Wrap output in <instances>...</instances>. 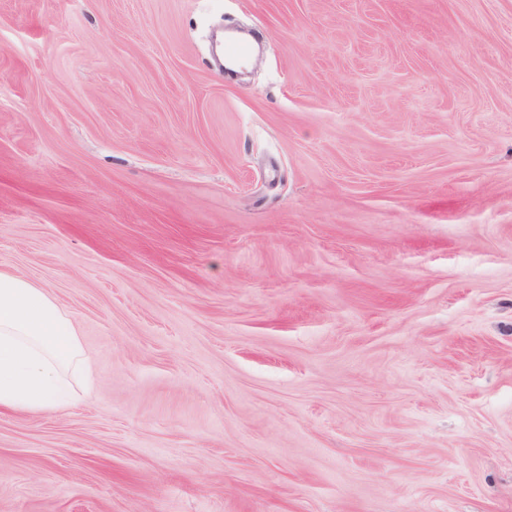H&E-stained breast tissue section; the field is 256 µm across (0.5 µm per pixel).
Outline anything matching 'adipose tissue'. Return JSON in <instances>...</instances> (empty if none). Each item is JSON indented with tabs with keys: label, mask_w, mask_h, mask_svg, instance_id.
Segmentation results:
<instances>
[{
	"label": "adipose tissue",
	"mask_w": 512,
	"mask_h": 512,
	"mask_svg": "<svg viewBox=\"0 0 512 512\" xmlns=\"http://www.w3.org/2000/svg\"><path fill=\"white\" fill-rule=\"evenodd\" d=\"M79 358L74 323L45 288L0 269V409L69 407Z\"/></svg>",
	"instance_id": "ef3b65f1"
}]
</instances>
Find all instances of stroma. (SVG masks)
<instances>
[{
    "label": "stroma",
    "instance_id": "obj_1",
    "mask_svg": "<svg viewBox=\"0 0 512 512\" xmlns=\"http://www.w3.org/2000/svg\"><path fill=\"white\" fill-rule=\"evenodd\" d=\"M0 268V512H512V0H0ZM77 336L45 288L0 269V409L69 407L75 399L70 370L80 358Z\"/></svg>",
    "mask_w": 512,
    "mask_h": 512
}]
</instances>
